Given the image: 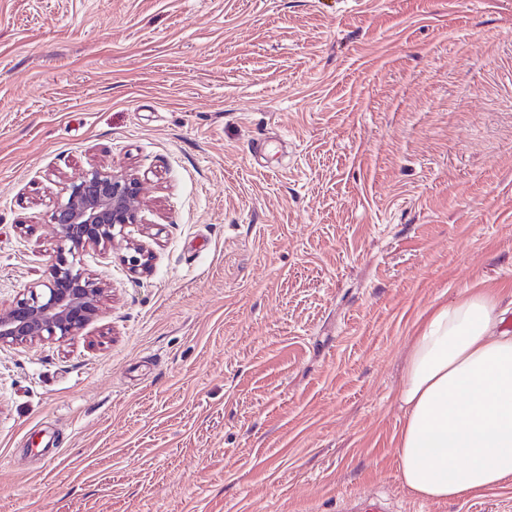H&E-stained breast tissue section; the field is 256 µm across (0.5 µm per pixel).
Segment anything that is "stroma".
Returning a JSON list of instances; mask_svg holds the SVG:
<instances>
[{
  "mask_svg": "<svg viewBox=\"0 0 512 512\" xmlns=\"http://www.w3.org/2000/svg\"><path fill=\"white\" fill-rule=\"evenodd\" d=\"M93 165L139 221L95 322L0 349V512H512L395 448L424 312L512 293V0H0V303Z\"/></svg>",
  "mask_w": 512,
  "mask_h": 512,
  "instance_id": "obj_1",
  "label": "stroma"
}]
</instances>
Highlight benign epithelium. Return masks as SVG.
I'll use <instances>...</instances> for the list:
<instances>
[{"label": "benign epithelium", "mask_w": 512, "mask_h": 512, "mask_svg": "<svg viewBox=\"0 0 512 512\" xmlns=\"http://www.w3.org/2000/svg\"><path fill=\"white\" fill-rule=\"evenodd\" d=\"M62 193L65 198L49 215L59 241L51 279L0 307V347L65 342L92 324L99 316L105 285L88 276L82 256L106 249L127 225L138 222L141 181L131 174L93 165L66 183ZM129 250V269L148 270L151 253L137 243Z\"/></svg>", "instance_id": "1"}]
</instances>
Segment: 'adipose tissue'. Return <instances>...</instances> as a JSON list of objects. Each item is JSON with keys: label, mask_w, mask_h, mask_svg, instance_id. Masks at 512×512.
Instances as JSON below:
<instances>
[{"label": "adipose tissue", "mask_w": 512, "mask_h": 512, "mask_svg": "<svg viewBox=\"0 0 512 512\" xmlns=\"http://www.w3.org/2000/svg\"><path fill=\"white\" fill-rule=\"evenodd\" d=\"M512 299L471 288L432 309L396 391L398 470L416 497L462 501L512 483Z\"/></svg>", "instance_id": "ef3b65f1"}]
</instances>
